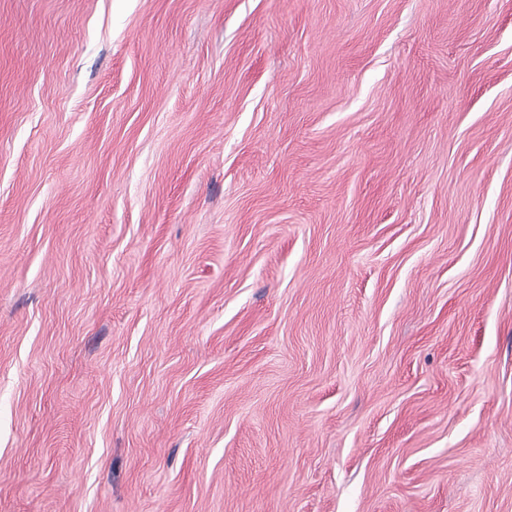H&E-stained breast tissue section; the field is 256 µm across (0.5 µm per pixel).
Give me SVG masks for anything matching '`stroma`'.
Wrapping results in <instances>:
<instances>
[{
	"instance_id": "stroma-1",
	"label": "stroma",
	"mask_w": 512,
	"mask_h": 512,
	"mask_svg": "<svg viewBox=\"0 0 512 512\" xmlns=\"http://www.w3.org/2000/svg\"><path fill=\"white\" fill-rule=\"evenodd\" d=\"M0 512H512V0H0Z\"/></svg>"
}]
</instances>
